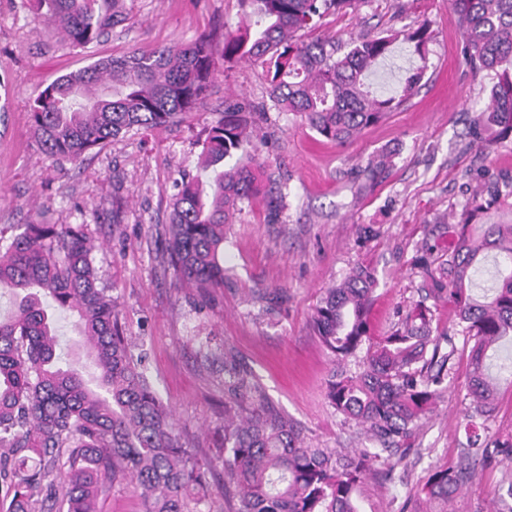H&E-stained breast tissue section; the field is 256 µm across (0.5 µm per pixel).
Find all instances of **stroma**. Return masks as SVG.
<instances>
[{
  "instance_id": "stroma-1",
  "label": "stroma",
  "mask_w": 512,
  "mask_h": 512,
  "mask_svg": "<svg viewBox=\"0 0 512 512\" xmlns=\"http://www.w3.org/2000/svg\"><path fill=\"white\" fill-rule=\"evenodd\" d=\"M36 0H0V239L28 224H82L95 244L92 264L120 312L125 336L145 353L147 375L196 458L212 495L204 512H236L224 473V354L259 383L315 448L360 450L369 442L325 398L332 356L310 320L327 288L355 264L372 267L378 286L371 335L384 336L419 298L413 261L429 230L454 224L483 185L512 179V141L481 152L468 134L495 81L461 56L451 0H364L327 16L306 38L342 40L367 31L429 24L428 69L407 105L345 146L326 140L300 115H280L256 144L260 160L287 176L279 223H266L265 200L243 205L224 235V285L201 295L181 287L169 263L165 228L173 183L198 174L208 130L228 102L257 103L268 83L241 61L221 70L207 99L178 122L131 130L78 161L42 153L29 106L60 76L110 57L149 54L241 20L238 0H127L124 20L87 50L72 48L38 17ZM390 150L377 184L363 187L368 158ZM280 288L288 302L260 300ZM469 347L457 343L447 389L416 430L409 455L361 486L364 512H417L416 496L433 468L456 465L463 436ZM505 468L477 474L448 512H499Z\"/></svg>"
}]
</instances>
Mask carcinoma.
Instances as JSON below:
<instances>
[{"label": "carcinoma", "mask_w": 512, "mask_h": 512, "mask_svg": "<svg viewBox=\"0 0 512 512\" xmlns=\"http://www.w3.org/2000/svg\"><path fill=\"white\" fill-rule=\"evenodd\" d=\"M365 0H239L243 22L221 43L202 34L190 43L113 57L65 76L30 106L31 125L51 157L76 160L134 128L166 125L200 103L220 65L245 60L269 77L266 108L303 115L320 136L344 145L400 109L422 87L432 31L423 23L386 36L344 42L306 41L302 32L329 14ZM42 17L85 48L119 22L125 0H37ZM463 57L496 71L486 108L474 119L473 140L489 151L512 136V0H452ZM402 41L421 64L405 70L397 95L366 84L369 70ZM253 112L224 106L200 153L208 180L185 177L168 224L170 264L180 284L224 287V228L250 200L261 165L228 166L255 138ZM387 169L368 160L366 180ZM489 198H469L463 223L436 224L448 248L420 264L425 296L391 333L370 336L369 311L378 279L358 264L325 291L314 330L338 368L325 395L336 413L365 427L376 444L360 454L313 448L302 430L277 411L262 387L235 371L224 380V471L237 512H362L358 490L367 475L411 449L416 428L446 389L455 349L440 330L437 307H455L470 344L464 431L467 452L455 467L433 470L420 488L425 512H448L477 473L512 465V435L493 434L497 409L492 361L512 343V224H487L478 236L470 217L489 201L512 197V181ZM282 189L269 191L267 223L279 222ZM93 246L83 224H27L0 250V295L13 310L0 316V505L6 512H100L116 482L131 476L143 512H202L209 497L194 462L174 433L152 387L143 356L133 352L116 301L99 284ZM432 301L427 305L426 301ZM76 319L97 375L88 380L66 363L58 318Z\"/></svg>", "instance_id": "cac0c4a2"}]
</instances>
